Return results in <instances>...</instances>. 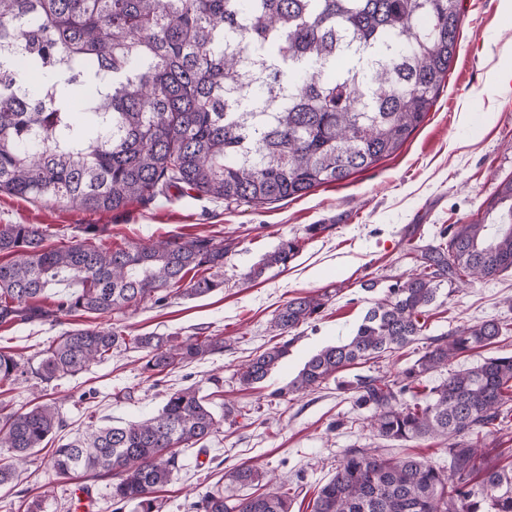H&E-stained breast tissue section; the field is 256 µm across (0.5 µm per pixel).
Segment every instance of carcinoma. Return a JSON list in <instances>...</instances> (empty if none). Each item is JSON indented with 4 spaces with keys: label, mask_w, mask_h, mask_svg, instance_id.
Segmentation results:
<instances>
[{
    "label": "carcinoma",
    "mask_w": 512,
    "mask_h": 512,
    "mask_svg": "<svg viewBox=\"0 0 512 512\" xmlns=\"http://www.w3.org/2000/svg\"><path fill=\"white\" fill-rule=\"evenodd\" d=\"M461 26L460 0H0V190L91 211H119L175 188L226 204H272L365 170L394 155L423 122L448 76ZM91 86L81 110L74 88ZM493 224H453L446 242L418 249L415 272L397 280L349 339L313 354L290 383L314 391L336 374L415 341L441 285L512 269V178L488 202ZM84 238L44 245L34 224H0V324L59 314L98 318L175 295L224 288L231 245L170 237L105 250ZM279 242L244 274L256 280L299 253ZM206 275L187 278L192 270ZM78 285L56 308L36 300ZM325 306L300 296L270 328L281 341L242 366L255 388L288 357L290 333ZM502 335L495 320L460 325L430 340L393 375L341 383L368 425L396 441L447 437L448 468L350 448L320 487L312 512H512V469L489 463L483 444L512 415V356L451 367ZM142 352L146 379L224 351L222 336L127 338L76 324L38 352L37 366L0 350V384L30 374L44 383L112 357ZM447 376L428 385L438 371ZM223 419L193 385L167 394L157 415L123 426L89 425L54 449L49 467L112 477V501L159 512L158 493L188 447L220 433ZM60 425L56 403L0 412V486ZM248 494L208 491L197 512H292V499L248 463L226 473Z\"/></svg>",
    "instance_id": "carcinoma-1"
}]
</instances>
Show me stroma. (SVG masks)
I'll list each match as a JSON object with an SVG mask.
<instances>
[{
    "instance_id": "35a3bbf8",
    "label": "stroma",
    "mask_w": 512,
    "mask_h": 512,
    "mask_svg": "<svg viewBox=\"0 0 512 512\" xmlns=\"http://www.w3.org/2000/svg\"><path fill=\"white\" fill-rule=\"evenodd\" d=\"M504 69H512V0H464L448 78L403 147L344 181L296 199L228 206L175 191L109 212L0 192V224L40 225L49 246L68 244L85 224L97 225L94 242L103 248L148 245L176 235L213 236L232 245L223 290L196 299L172 296L159 304L147 300L111 319L128 336L218 335L223 352L156 382L141 375L138 351L119 349L74 376L0 385V409L23 411L39 399H54L62 420L14 482L0 486V512H76L81 493L90 500L89 512H132L113 505L111 479H61L48 459L89 424L155 416L170 389L189 385L207 396L224 423L219 436L205 441L204 454L182 453L180 471L160 494V512H193L200 495L244 462L273 472L289 488L292 512H311L319 488L350 448L447 464L445 439L374 436L361 424L368 409L358 408L336 383L357 373L396 372L419 357L427 338L459 325L493 319L512 326V270L483 281L443 284L427 313L422 340L344 370L320 389L291 394L287 388L313 353L346 341L386 288L415 269V247L440 243V232L449 225L486 220L487 200L502 180L512 178V90L495 88ZM310 224L322 225V232L307 235ZM293 237L301 248L287 267L246 280L262 255ZM306 295L327 296L323 312L296 330L288 357L258 389L240 386L236 371L276 342L269 332L276 310ZM73 322L62 315L54 322L0 324V347L37 362L39 351Z\"/></svg>"
}]
</instances>
